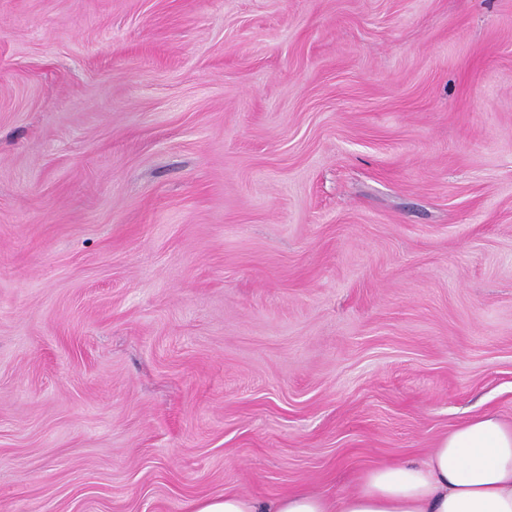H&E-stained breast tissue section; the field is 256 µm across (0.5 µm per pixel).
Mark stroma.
<instances>
[{"mask_svg":"<svg viewBox=\"0 0 512 512\" xmlns=\"http://www.w3.org/2000/svg\"><path fill=\"white\" fill-rule=\"evenodd\" d=\"M512 423V0H0V512L353 492Z\"/></svg>","mask_w":512,"mask_h":512,"instance_id":"obj_1","label":"stroma"}]
</instances>
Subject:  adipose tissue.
<instances>
[{
    "label": "adipose tissue",
    "mask_w": 512,
    "mask_h": 512,
    "mask_svg": "<svg viewBox=\"0 0 512 512\" xmlns=\"http://www.w3.org/2000/svg\"><path fill=\"white\" fill-rule=\"evenodd\" d=\"M188 512H512V424L472 417L421 461L364 470L336 499L298 491L268 502L237 492L190 501Z\"/></svg>",
    "instance_id": "adipose-tissue-1"
}]
</instances>
